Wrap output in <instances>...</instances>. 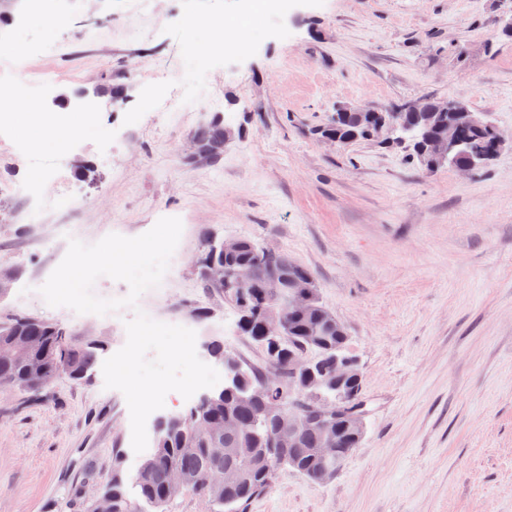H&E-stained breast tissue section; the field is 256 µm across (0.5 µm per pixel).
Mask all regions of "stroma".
Masks as SVG:
<instances>
[{"label": "stroma", "instance_id": "stroma-1", "mask_svg": "<svg viewBox=\"0 0 512 512\" xmlns=\"http://www.w3.org/2000/svg\"><path fill=\"white\" fill-rule=\"evenodd\" d=\"M48 4L65 27H47L30 0L0 8V82L83 128L59 150L31 146L17 121L0 125V266L15 273L0 319L97 337L106 359L136 311L159 322L184 312L204 363L220 340L258 368L262 349L195 267L208 240H253L313 273L347 329L369 413L333 477L282 473L245 512H512V151L464 175L320 135L337 105L423 96L464 102L512 133V38L496 0H288L250 27L243 52L219 50L211 23L236 22V0H153L141 39L128 34L126 0ZM46 69L57 78L36 82ZM173 93L179 111L161 113ZM217 118L235 138L214 162H189L195 131ZM36 169L47 192L65 174L71 196L49 207L28 195ZM163 217L182 233L161 290L77 318L45 302L39 289L67 252L57 225L93 244ZM130 438L125 397L105 388L101 366L0 389V512H92L114 475H134Z\"/></svg>", "mask_w": 512, "mask_h": 512}]
</instances>
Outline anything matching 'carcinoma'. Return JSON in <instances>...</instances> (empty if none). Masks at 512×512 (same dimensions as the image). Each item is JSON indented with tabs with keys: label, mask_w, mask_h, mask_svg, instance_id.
<instances>
[{
	"label": "carcinoma",
	"mask_w": 512,
	"mask_h": 512,
	"mask_svg": "<svg viewBox=\"0 0 512 512\" xmlns=\"http://www.w3.org/2000/svg\"><path fill=\"white\" fill-rule=\"evenodd\" d=\"M462 159L478 160L488 146L485 134L466 125L459 126ZM239 312V327L256 344L257 325L250 322L258 305L254 289L245 287L226 292ZM330 314L312 288L311 309L291 323L282 345L285 352L305 345L319 344L328 354L346 346L348 339L326 327ZM102 346L94 340L77 341L65 328L39 319L19 317L0 322V385L41 387L61 375L78 380L96 365ZM270 365L262 370H242V383L224 388V396L192 406L188 421L160 432L152 451L141 460L133 477V492L124 488L121 476L112 480L108 492L117 512H165L172 500L190 491L205 502L210 512H242L244 506L271 487L277 475L288 468L312 481L326 479L320 459L321 437L317 428L308 427L297 445L282 448V434L276 418L268 412L272 403L288 404V358L280 359L281 374L267 379ZM236 426L224 431V418ZM213 448L224 449V458L215 462ZM240 466L246 477L237 483L212 485L204 482L214 468ZM181 474L189 485H172V475Z\"/></svg>",
	"instance_id": "cac0c4a2"
}]
</instances>
